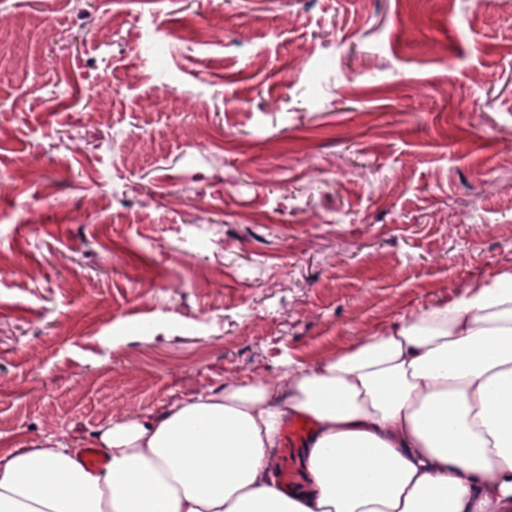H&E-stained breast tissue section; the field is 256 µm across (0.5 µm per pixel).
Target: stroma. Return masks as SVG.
<instances>
[{"label":"stroma","mask_w":512,"mask_h":512,"mask_svg":"<svg viewBox=\"0 0 512 512\" xmlns=\"http://www.w3.org/2000/svg\"><path fill=\"white\" fill-rule=\"evenodd\" d=\"M476 3L0 0V452L512 270V0Z\"/></svg>","instance_id":"obj_1"}]
</instances>
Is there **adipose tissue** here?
Masks as SVG:
<instances>
[{"label": "adipose tissue", "instance_id": "ef3b65f1", "mask_svg": "<svg viewBox=\"0 0 512 512\" xmlns=\"http://www.w3.org/2000/svg\"><path fill=\"white\" fill-rule=\"evenodd\" d=\"M313 426L284 488L288 420ZM0 453V512H512V271L275 379ZM285 428L282 432V440H281V446H280L281 448H278V455H279V459H280V482L282 480V483L285 486H288V483L293 482V484H295L298 482V480L300 478L299 458H300L301 445L298 447V450L294 454L291 455V457H287L285 448H288V445H287Z\"/></svg>", "mask_w": 512, "mask_h": 512}]
</instances>
